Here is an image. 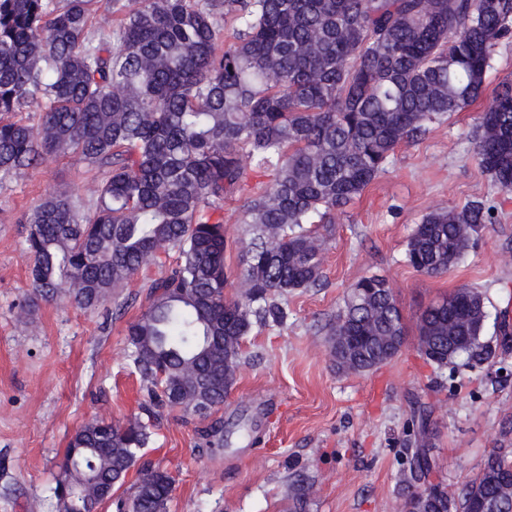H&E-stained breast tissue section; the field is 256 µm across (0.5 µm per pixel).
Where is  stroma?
<instances>
[{"label":"stroma","instance_id":"35a3bbf8","mask_svg":"<svg viewBox=\"0 0 512 512\" xmlns=\"http://www.w3.org/2000/svg\"><path fill=\"white\" fill-rule=\"evenodd\" d=\"M403 139L382 173L326 233L318 285L289 292L282 326L254 327L242 343L235 385L216 416L223 447H207L203 420L165 412L145 450L174 478L169 512H288L297 485L307 512H406L405 481L420 435L434 480L453 492L485 456L512 448V190L498 187L475 156L474 133L488 105ZM106 169L74 155L0 172V512H57L52 493L71 436L93 418L125 422L144 390L127 356L126 328L148 305L149 265L112 298L81 309L67 295L31 305L28 233L22 212L51 193L94 196ZM484 199L495 221L461 262L429 277L405 262L413 227L431 211ZM246 197L224 206L226 295L241 291ZM384 276L407 327L456 287L478 290L489 317V359L437 367L408 334L399 353L366 373L337 367L330 333L352 284ZM428 416L418 429L419 412Z\"/></svg>","mask_w":512,"mask_h":512}]
</instances>
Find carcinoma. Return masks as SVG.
Here are the masks:
<instances>
[{
	"label": "carcinoma",
	"mask_w": 512,
	"mask_h": 512,
	"mask_svg": "<svg viewBox=\"0 0 512 512\" xmlns=\"http://www.w3.org/2000/svg\"><path fill=\"white\" fill-rule=\"evenodd\" d=\"M92 0H0V170L76 154L108 168L95 198L49 194L25 212L31 302L66 292L81 309L161 256L169 274L127 326L128 357L146 395L125 423L94 419L71 437L53 494L60 512H93L70 490L103 487L115 512H168L173 479L143 458L167 409L201 419L224 405L242 341L281 326L276 302L322 278L329 224L386 168L406 137L480 98L496 48L512 37V0H127L112 28L89 33ZM475 138L480 167L512 190V83L493 93ZM37 108L41 121L26 117ZM244 292L224 296V201L250 173ZM494 222L484 200L427 214L405 261L428 276L459 264ZM484 298L460 286L418 315L423 355L439 367L483 360ZM363 336L344 371L368 372L401 349L407 328L385 278L353 287L331 335ZM224 443V422L202 431ZM128 497L112 487L131 470ZM432 471L416 449L406 482ZM512 512V453L498 448L439 512Z\"/></svg>",
	"instance_id": "1"
}]
</instances>
